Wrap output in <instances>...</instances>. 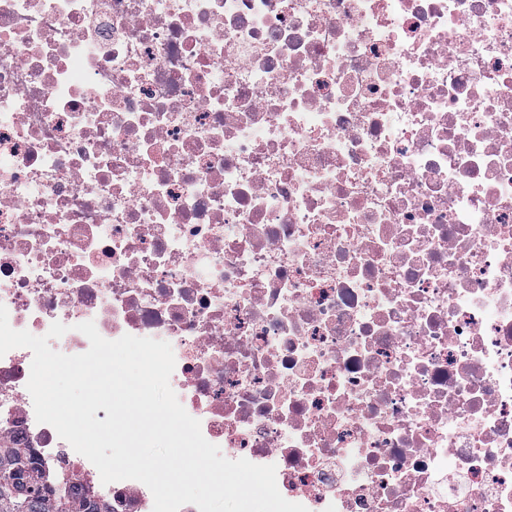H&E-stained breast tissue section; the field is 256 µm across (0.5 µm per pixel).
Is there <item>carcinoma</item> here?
Returning <instances> with one entry per match:
<instances>
[{
	"instance_id": "obj_1",
	"label": "carcinoma",
	"mask_w": 512,
	"mask_h": 512,
	"mask_svg": "<svg viewBox=\"0 0 512 512\" xmlns=\"http://www.w3.org/2000/svg\"><path fill=\"white\" fill-rule=\"evenodd\" d=\"M23 448L0 447V512H73L42 470L25 463Z\"/></svg>"
}]
</instances>
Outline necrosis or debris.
<instances>
[{
	"mask_svg": "<svg viewBox=\"0 0 512 512\" xmlns=\"http://www.w3.org/2000/svg\"><path fill=\"white\" fill-rule=\"evenodd\" d=\"M0 304L171 344L308 512H512V0H0ZM0 446L152 512L35 419Z\"/></svg>",
	"mask_w": 512,
	"mask_h": 512,
	"instance_id": "1",
	"label": "necrosis or debris"
}]
</instances>
